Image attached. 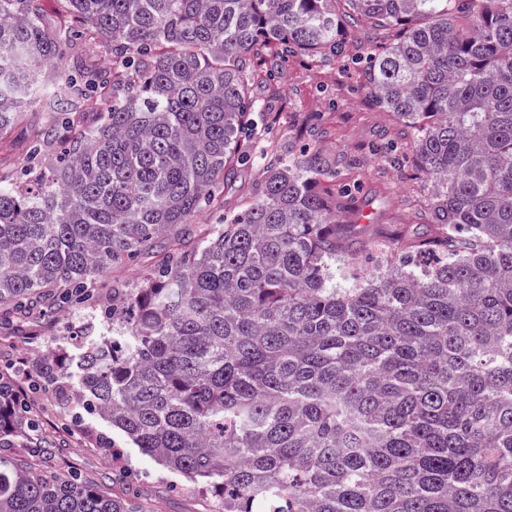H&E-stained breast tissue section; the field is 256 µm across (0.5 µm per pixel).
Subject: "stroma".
Here are the masks:
<instances>
[{
	"instance_id": "obj_1",
	"label": "stroma",
	"mask_w": 512,
	"mask_h": 512,
	"mask_svg": "<svg viewBox=\"0 0 512 512\" xmlns=\"http://www.w3.org/2000/svg\"><path fill=\"white\" fill-rule=\"evenodd\" d=\"M276 91L282 104L274 136L280 151L298 148L300 127L318 118L326 132L327 149L363 158L366 175L357 189L355 204L369 215L374 226L396 228L408 238L425 236L434 222L425 188L414 187L406 172L382 165L368 148L397 142L405 129L392 113L372 105L358 69L342 58L325 68L291 58L281 62L275 81L258 72L253 92L264 97ZM261 179V171L250 165L240 168L233 188L224 194L223 205L203 210L200 224L221 223L225 210L239 209ZM82 322L69 311L49 320H15L0 324V370L20 382L29 403L27 418L34 423V439L45 450L34 459L37 470L62 474L80 469L98 488L137 494L157 512H217L220 501L193 494L182 478L168 474L162 466L132 448L97 415L75 419L57 402L50 383L37 376L32 362L43 350L74 334Z\"/></svg>"
}]
</instances>
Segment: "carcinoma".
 <instances>
[{
  "label": "carcinoma",
  "instance_id": "carcinoma-1",
  "mask_svg": "<svg viewBox=\"0 0 512 512\" xmlns=\"http://www.w3.org/2000/svg\"><path fill=\"white\" fill-rule=\"evenodd\" d=\"M62 2L85 35L42 0H0V148L41 111L26 164L0 176V320L83 312L73 353L35 361L58 404L222 512H512V0ZM353 20L392 32L351 60L407 129L409 153H371L413 156L429 234L381 229L378 271L359 267L336 198L363 164L316 125L313 148L265 152L240 211L193 223L269 132L257 70L331 63ZM99 39L103 66L83 50ZM66 52L71 70L50 69ZM149 254L137 283L118 274ZM24 424L0 373V447L30 445ZM0 512L153 510L0 459Z\"/></svg>",
  "mask_w": 512,
  "mask_h": 512
}]
</instances>
